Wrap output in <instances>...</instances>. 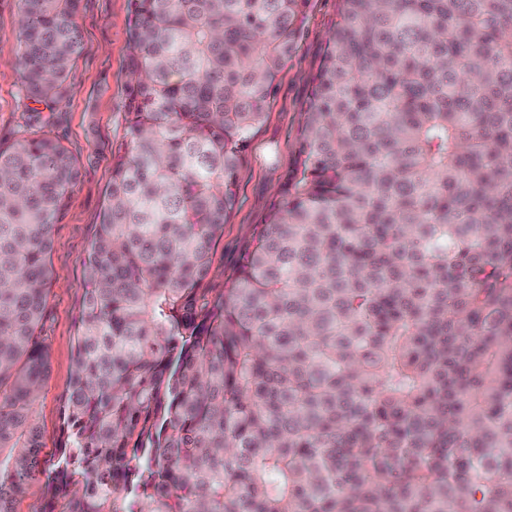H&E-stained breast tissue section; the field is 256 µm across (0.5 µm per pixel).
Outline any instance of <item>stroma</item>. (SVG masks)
<instances>
[{
  "label": "stroma",
  "instance_id": "1",
  "mask_svg": "<svg viewBox=\"0 0 512 512\" xmlns=\"http://www.w3.org/2000/svg\"><path fill=\"white\" fill-rule=\"evenodd\" d=\"M17 0H0V147L48 133L69 150L80 177L53 229L50 287L41 334L50 369L37 404L44 446L17 512H40L51 463L57 455L63 397L73 376L74 322L83 302L85 255L112 178V153L126 137L124 74L132 52L129 0H79L82 45L58 100L29 99L14 61ZM336 22V0H310L299 49L279 77L265 120L254 135L238 175V203L213 257L207 287L223 288L263 223L296 161L301 106L309 98L326 38Z\"/></svg>",
  "mask_w": 512,
  "mask_h": 512
}]
</instances>
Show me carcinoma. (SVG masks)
Listing matches in <instances>:
<instances>
[{
	"instance_id": "cac0c4a2",
	"label": "carcinoma",
	"mask_w": 512,
	"mask_h": 512,
	"mask_svg": "<svg viewBox=\"0 0 512 512\" xmlns=\"http://www.w3.org/2000/svg\"><path fill=\"white\" fill-rule=\"evenodd\" d=\"M308 2L130 0L43 512H512V0H337L295 166L205 285ZM77 4L19 0L35 101L79 53ZM78 178L49 134L0 149V512L43 448Z\"/></svg>"
}]
</instances>
